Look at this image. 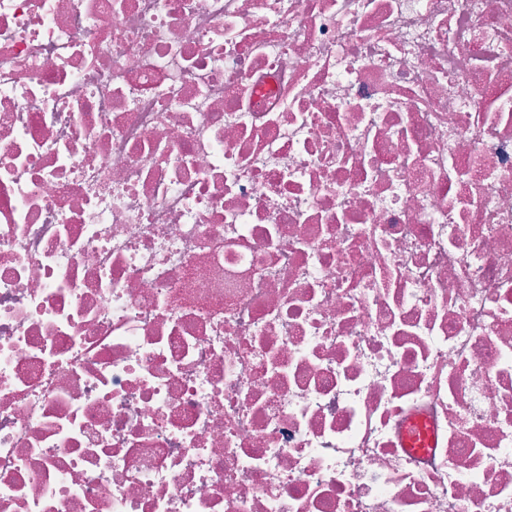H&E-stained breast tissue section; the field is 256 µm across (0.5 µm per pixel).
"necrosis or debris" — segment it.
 <instances>
[{
    "instance_id": "1",
    "label": "necrosis or debris",
    "mask_w": 512,
    "mask_h": 512,
    "mask_svg": "<svg viewBox=\"0 0 512 512\" xmlns=\"http://www.w3.org/2000/svg\"><path fill=\"white\" fill-rule=\"evenodd\" d=\"M0 512H512V0H0ZM433 435L429 428L419 421L413 422L408 430L406 447L411 450H421L433 446Z\"/></svg>"
}]
</instances>
